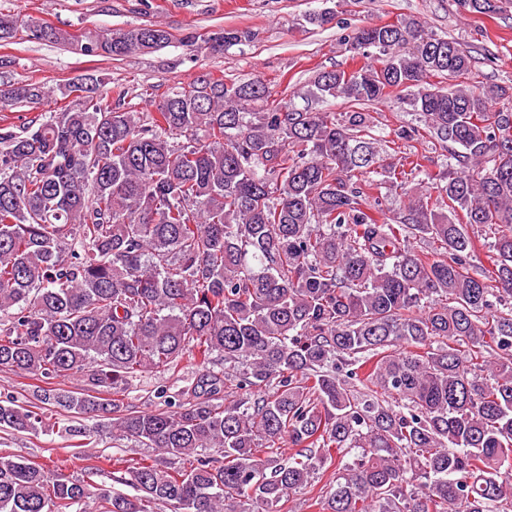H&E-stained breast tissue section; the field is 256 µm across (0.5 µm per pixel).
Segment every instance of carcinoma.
Wrapping results in <instances>:
<instances>
[{"label":"carcinoma","instance_id":"cac0c4a2","mask_svg":"<svg viewBox=\"0 0 512 512\" xmlns=\"http://www.w3.org/2000/svg\"><path fill=\"white\" fill-rule=\"evenodd\" d=\"M460 5L494 15L512 0ZM27 29L87 57L171 40L157 24ZM344 41L379 65L319 71L302 108L260 79L202 74L145 113L73 81L57 87L67 108L0 126V367L80 377V391L44 397L70 414L65 434L110 415L113 433L159 453L113 477L136 498L0 454V512L90 499L105 512H281L328 463L324 512H512V307L497 308L512 296V109L498 107L512 95L431 82L466 78L473 58L412 18ZM47 96L1 89L0 107ZM339 98L350 110L326 111ZM381 102L411 107L454 164L433 175L423 154L387 161L365 111ZM372 188L408 203L387 218ZM474 227L494 231L490 275L474 270ZM426 237L435 251L412 247ZM187 358L198 373L166 408L116 399ZM2 428L37 434L50 417L0 400ZM209 448L220 455H199Z\"/></svg>","mask_w":512,"mask_h":512}]
</instances>
